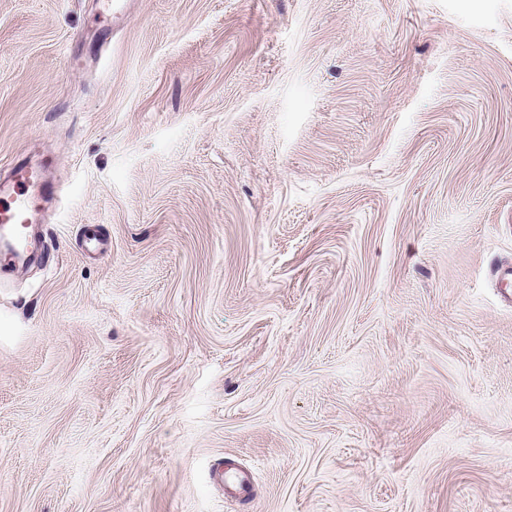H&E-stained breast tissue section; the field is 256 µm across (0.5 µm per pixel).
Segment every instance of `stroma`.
Instances as JSON below:
<instances>
[{
    "label": "stroma",
    "mask_w": 512,
    "mask_h": 512,
    "mask_svg": "<svg viewBox=\"0 0 512 512\" xmlns=\"http://www.w3.org/2000/svg\"><path fill=\"white\" fill-rule=\"evenodd\" d=\"M123 6L0 0V512H512V0ZM56 193L57 187L51 183L46 171L40 169L36 178L32 179L30 166L23 164V160L7 177L1 178L0 223L3 235L7 232L12 237V250L19 260L27 258L24 235L36 200L40 198L50 202ZM220 477L224 480L226 492L243 502L250 504L252 498V480L250 473L242 469L221 470Z\"/></svg>",
    "instance_id": "1"
}]
</instances>
